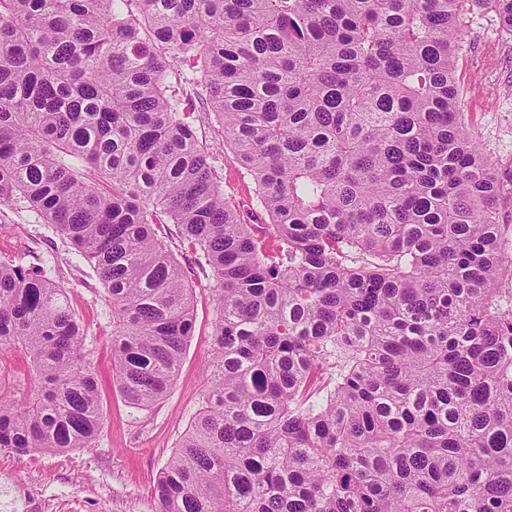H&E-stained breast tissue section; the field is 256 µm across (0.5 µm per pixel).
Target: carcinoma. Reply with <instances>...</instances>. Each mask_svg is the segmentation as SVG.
Here are the masks:
<instances>
[{"label": "carcinoma", "instance_id": "obj_1", "mask_svg": "<svg viewBox=\"0 0 512 512\" xmlns=\"http://www.w3.org/2000/svg\"><path fill=\"white\" fill-rule=\"evenodd\" d=\"M512 0H0V207L79 253L144 410L214 280L201 406L156 512H512V255L456 59ZM224 128L247 224L170 70ZM66 289L0 261V448H89L103 403ZM26 363L28 387L5 355Z\"/></svg>", "mask_w": 512, "mask_h": 512}]
</instances>
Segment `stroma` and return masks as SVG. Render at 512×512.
Returning a JSON list of instances; mask_svg holds the SVG:
<instances>
[{"label": "stroma", "mask_w": 512, "mask_h": 512, "mask_svg": "<svg viewBox=\"0 0 512 512\" xmlns=\"http://www.w3.org/2000/svg\"><path fill=\"white\" fill-rule=\"evenodd\" d=\"M468 30L457 77L466 92L471 129L491 157L501 185L499 221L512 252V32L502 28L495 13L480 9L470 14ZM189 120L200 145L213 154L227 196L249 223H262L252 183L224 147L222 125L200 103ZM160 234L194 286L196 332L167 396L139 410L110 385L112 311L96 275L34 211L0 207V258L39 265L66 287L85 328L86 354L104 383V426L92 447L31 456L0 448V512H17L15 504L22 498L33 512H154L153 483L206 391L214 285L203 257L182 244L174 225H165Z\"/></svg>", "instance_id": "obj_1"}]
</instances>
